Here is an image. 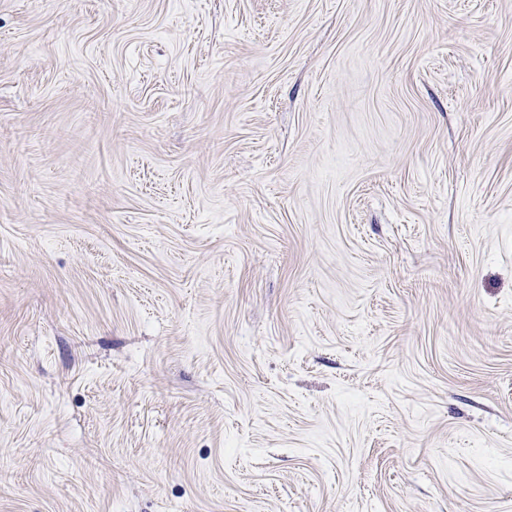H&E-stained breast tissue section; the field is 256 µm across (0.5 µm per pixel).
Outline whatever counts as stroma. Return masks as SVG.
Segmentation results:
<instances>
[{
	"instance_id": "1",
	"label": "stroma",
	"mask_w": 512,
	"mask_h": 512,
	"mask_svg": "<svg viewBox=\"0 0 512 512\" xmlns=\"http://www.w3.org/2000/svg\"><path fill=\"white\" fill-rule=\"evenodd\" d=\"M0 512H512V0H0Z\"/></svg>"
}]
</instances>
